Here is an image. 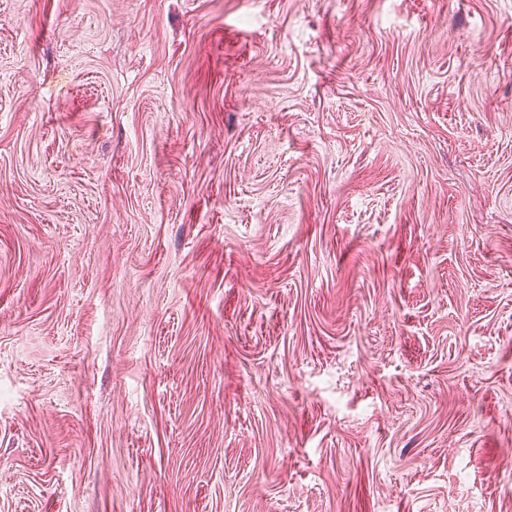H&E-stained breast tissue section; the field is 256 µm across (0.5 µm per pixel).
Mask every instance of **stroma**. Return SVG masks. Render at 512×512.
Returning a JSON list of instances; mask_svg holds the SVG:
<instances>
[{
	"mask_svg": "<svg viewBox=\"0 0 512 512\" xmlns=\"http://www.w3.org/2000/svg\"><path fill=\"white\" fill-rule=\"evenodd\" d=\"M0 512H512V0H0Z\"/></svg>",
	"mask_w": 512,
	"mask_h": 512,
	"instance_id": "stroma-1",
	"label": "stroma"
}]
</instances>
